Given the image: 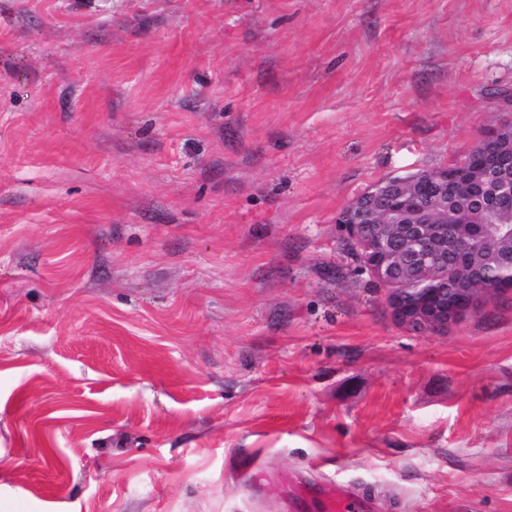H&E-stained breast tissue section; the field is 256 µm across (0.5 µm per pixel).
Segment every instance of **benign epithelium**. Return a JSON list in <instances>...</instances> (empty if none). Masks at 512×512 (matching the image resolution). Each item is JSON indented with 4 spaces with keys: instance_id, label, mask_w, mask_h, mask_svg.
<instances>
[{
    "instance_id": "obj_1",
    "label": "benign epithelium",
    "mask_w": 512,
    "mask_h": 512,
    "mask_svg": "<svg viewBox=\"0 0 512 512\" xmlns=\"http://www.w3.org/2000/svg\"><path fill=\"white\" fill-rule=\"evenodd\" d=\"M511 141V121L493 125L465 161L394 174L343 210V237L356 242L362 269L388 288L399 322L418 331L446 330L488 299L491 289L479 281L486 251L469 245V236L503 252L512 241L500 227L448 212V197L466 192L477 212L512 209Z\"/></svg>"
}]
</instances>
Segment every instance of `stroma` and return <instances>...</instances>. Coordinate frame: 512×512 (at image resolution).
<instances>
[{
    "instance_id": "1",
    "label": "stroma",
    "mask_w": 512,
    "mask_h": 512,
    "mask_svg": "<svg viewBox=\"0 0 512 512\" xmlns=\"http://www.w3.org/2000/svg\"><path fill=\"white\" fill-rule=\"evenodd\" d=\"M510 94L512 0H0V512H512V292L412 330L336 224ZM292 512H366L359 498L347 487L329 485L314 491L296 489L282 479Z\"/></svg>"
}]
</instances>
